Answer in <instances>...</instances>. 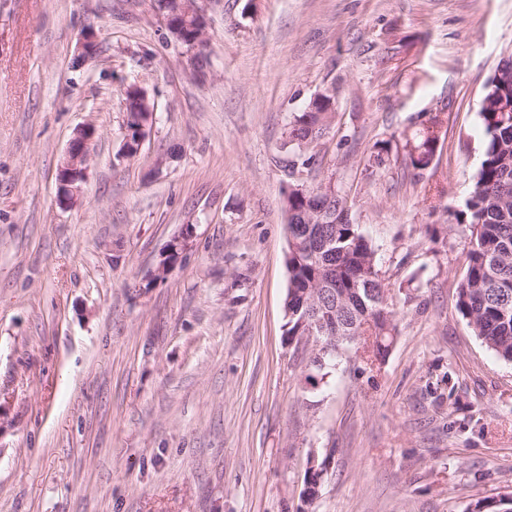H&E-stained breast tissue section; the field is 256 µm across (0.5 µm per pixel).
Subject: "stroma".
Masks as SVG:
<instances>
[{"mask_svg": "<svg viewBox=\"0 0 512 512\" xmlns=\"http://www.w3.org/2000/svg\"><path fill=\"white\" fill-rule=\"evenodd\" d=\"M199 3L196 73L152 0H0V512H467L512 493V362L456 308L470 231L448 221L512 0ZM87 26L99 52L81 62ZM130 84L154 115L126 158ZM327 91L325 137L289 145ZM431 112L419 171L405 136ZM89 124L65 207L57 171ZM319 182L372 241L397 329L380 365L350 345L314 387L311 345L285 335L282 198ZM442 124L443 119L440 117V114L434 115L428 122L418 124V128L414 131L413 136L406 139L405 160L407 164L416 170H424L421 165V162L423 161L422 157L433 153V146L437 142L439 143L441 138L440 132ZM436 130L438 131L437 135H435ZM410 146L413 151L408 150ZM415 154H417V157H415ZM94 134L91 127L82 129L70 143L66 158L57 173L58 198L61 204L72 206L80 199L92 156Z\"/></svg>", "mask_w": 512, "mask_h": 512, "instance_id": "1", "label": "stroma"}]
</instances>
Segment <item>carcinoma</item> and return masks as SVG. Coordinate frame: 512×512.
Listing matches in <instances>:
<instances>
[{
    "label": "carcinoma",
    "mask_w": 512,
    "mask_h": 512,
    "mask_svg": "<svg viewBox=\"0 0 512 512\" xmlns=\"http://www.w3.org/2000/svg\"><path fill=\"white\" fill-rule=\"evenodd\" d=\"M172 38L204 64L209 41L198 38L196 20L174 17ZM512 74V55L503 59L498 73L487 81L478 116L486 143L473 178L465 210L449 213L457 224L471 229L467 267L457 286L458 312L474 334L498 357L512 362V82L499 75ZM124 143L127 156L135 154L140 120L147 119L140 91L129 93ZM331 97L315 101L290 123L288 139L310 147L329 128L334 113ZM443 119L436 114L418 124L406 139L405 160L423 169V157L440 141ZM288 236L294 241L286 260L289 284L284 308L286 336L293 341L305 335L306 325L334 315L323 346L310 357V367L320 378L338 350L371 336L373 357L384 360L395 330L396 312L388 302L386 287L375 269V249L351 216L341 193H317L315 188L295 187L284 202ZM468 512H512L505 497L478 501Z\"/></svg>",
    "instance_id": "1"
}]
</instances>
